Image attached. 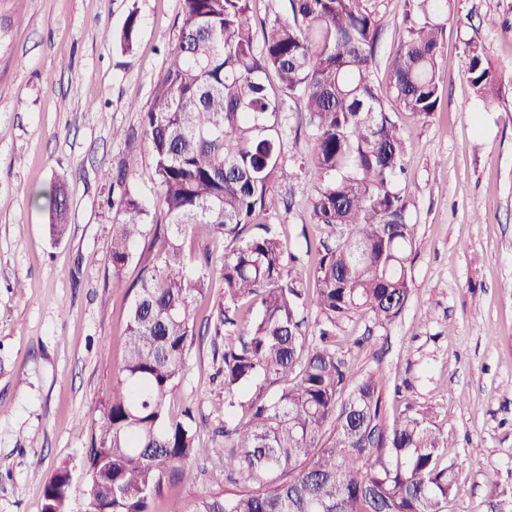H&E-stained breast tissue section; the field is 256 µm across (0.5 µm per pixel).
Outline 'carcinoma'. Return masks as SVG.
Segmentation results:
<instances>
[{
  "label": "carcinoma",
  "mask_w": 512,
  "mask_h": 512,
  "mask_svg": "<svg viewBox=\"0 0 512 512\" xmlns=\"http://www.w3.org/2000/svg\"><path fill=\"white\" fill-rule=\"evenodd\" d=\"M251 0H183L177 45L143 123L157 201L167 223L156 254L135 255L146 210L123 196L110 239L112 284L143 263L126 328L125 355L95 420L84 466V512H154L164 490L191 478L198 425L168 415L195 335L193 302L209 291V263L191 265L183 242L196 224L224 238V306L215 333L237 321L228 304L260 297L241 348L224 351V394L273 383L299 369L272 396L259 387L242 426H224V472L245 483L199 497L190 512H446L458 474L441 463L440 431L429 412L391 420L379 369L355 370L334 347H309L302 333L301 290L286 273L295 256L278 234L243 236L262 214L273 186L294 176L279 131L288 101L299 100L315 139L319 184L312 199L319 224L345 228L324 247L313 302L321 340L358 312L388 325L411 288L407 249L417 225L395 189L406 143L392 119L437 111L438 57L453 0H407L404 35L387 62L385 97L372 77L380 24L371 0H288L272 11L257 43ZM466 72L485 105L498 84L480 45L467 42ZM60 188L46 194L50 233L67 224ZM70 468L44 487V512L68 510Z\"/></svg>",
  "instance_id": "carcinoma-1"
}]
</instances>
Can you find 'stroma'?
<instances>
[{
  "label": "stroma",
  "instance_id": "35a3bbf8",
  "mask_svg": "<svg viewBox=\"0 0 512 512\" xmlns=\"http://www.w3.org/2000/svg\"><path fill=\"white\" fill-rule=\"evenodd\" d=\"M372 4L381 87L407 2ZM181 20L182 0H0V512H43L44 484L63 463L73 469L69 510L83 512L91 424L122 363L129 286L141 274L130 262L124 287L112 285L111 202L124 193L141 200L147 214L136 249H162L142 114ZM470 39L499 78L489 107L465 74ZM438 65L437 112L395 116L407 145V176L396 188L417 226L410 298L383 327L354 315L337 328L336 347L384 371L390 415L429 411L459 474L448 512H512V0H454ZM116 128L124 138H113ZM282 135L287 163L305 171L273 187V208L246 233L273 227L310 281L335 235L312 217L313 136L297 102ZM56 184L69 205L57 240L40 198ZM223 303L216 279L195 305L200 333L169 414L181 418L199 397L203 421L192 479L166 491L158 512H189L214 492L224 418L248 417L254 386L224 409V339L212 325ZM78 420L84 432L74 430Z\"/></svg>",
  "mask_w": 512,
  "mask_h": 512
}]
</instances>
